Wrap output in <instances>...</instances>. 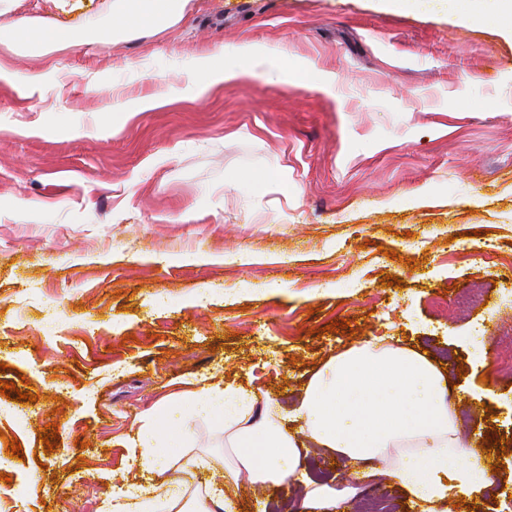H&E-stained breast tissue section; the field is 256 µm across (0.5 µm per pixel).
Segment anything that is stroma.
<instances>
[{
    "label": "stroma",
    "instance_id": "1",
    "mask_svg": "<svg viewBox=\"0 0 512 512\" xmlns=\"http://www.w3.org/2000/svg\"><path fill=\"white\" fill-rule=\"evenodd\" d=\"M112 2L0 0V386L37 397L0 394V512H109L138 473L134 430L187 380L289 413L327 356L373 336L444 369L463 437L497 468L469 501L512 512V378L487 363L512 325L495 285L512 261V29L444 0H188L116 34ZM21 19L50 24L47 56L11 40ZM244 44L273 72L188 97L202 61ZM469 288L482 304L433 314V294ZM351 468L311 445L302 481L336 488ZM301 483L240 482L236 512H302Z\"/></svg>",
    "mask_w": 512,
    "mask_h": 512
}]
</instances>
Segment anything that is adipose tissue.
Here are the masks:
<instances>
[{"label": "adipose tissue", "mask_w": 512, "mask_h": 512, "mask_svg": "<svg viewBox=\"0 0 512 512\" xmlns=\"http://www.w3.org/2000/svg\"><path fill=\"white\" fill-rule=\"evenodd\" d=\"M185 0H114L112 19L132 31L179 17ZM203 416L222 431L219 450H196L171 414ZM281 404L251 388L221 381L166 397L133 433L134 460L147 484L128 485L112 512H235L228 489L248 479L277 487L296 478L301 447L311 441L344 458L383 465L409 495L439 508L449 491L467 497L493 482L488 456L462 437L456 404L439 368L421 352L372 338L327 358L306 383L283 423ZM198 469H217L223 485L193 492Z\"/></svg>", "instance_id": "obj_1"}]
</instances>
